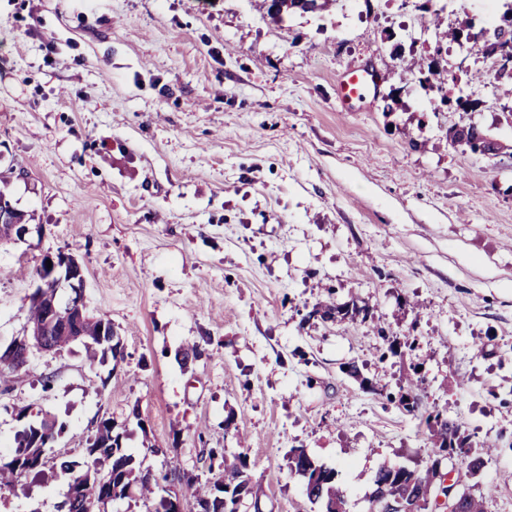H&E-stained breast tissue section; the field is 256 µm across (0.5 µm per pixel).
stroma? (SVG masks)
I'll list each match as a JSON object with an SVG mask.
<instances>
[{"mask_svg":"<svg viewBox=\"0 0 512 512\" xmlns=\"http://www.w3.org/2000/svg\"><path fill=\"white\" fill-rule=\"evenodd\" d=\"M364 2L278 22L251 0H0V191L35 227L0 245V349L60 252L121 340L115 359L33 352L0 381V456L19 411L65 424L0 512H56L54 459H85L107 419L142 469L177 457L185 512L224 471L213 451L246 455L262 512H318L293 448L365 512L381 466L432 458L437 412L485 460L456 464L459 490L512 512V155L446 137L474 123L512 146V93L476 82L490 58L453 44L450 93L479 106L442 107L391 47L429 56L446 0ZM364 66L376 88L343 109L336 87ZM330 297L371 316L322 321Z\"/></svg>","mask_w":512,"mask_h":512,"instance_id":"stroma-1","label":"stroma"}]
</instances>
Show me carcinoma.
Segmentation results:
<instances>
[{
	"instance_id": "1",
	"label": "carcinoma",
	"mask_w": 512,
	"mask_h": 512,
	"mask_svg": "<svg viewBox=\"0 0 512 512\" xmlns=\"http://www.w3.org/2000/svg\"><path fill=\"white\" fill-rule=\"evenodd\" d=\"M301 0H279L275 5L270 0H259V9L268 14L275 11L274 17L280 19L285 13H302L304 7ZM436 31V44L455 43L460 32L444 27V21L439 14H434L430 20ZM512 43V26L502 29L499 25L482 28L474 34L473 44L480 45L485 55L492 54L490 47L501 41ZM426 82L430 89L443 90L448 84L447 69L438 65L427 66ZM323 320L343 319L347 316L370 315L369 306L350 300L344 303H326L318 310ZM82 333L80 343L91 358L107 355L117 356L119 344L114 342L112 322L103 317L88 316V320L80 325L68 322L56 323L44 331V345L59 349L72 344L71 336ZM18 420L24 422L23 429L15 437L16 447L9 460H0V485L13 483L22 476L40 475L46 465L47 450L54 439L59 436L64 426L48 424L45 421L30 422L26 411L17 414ZM434 444V458L423 469H411L406 466H383L379 468L373 479V490L368 498V512H383L382 503L388 499L412 498L419 501L418 512H427L433 507L432 495L436 489V478L441 461L454 454L468 465L473 473H478L484 467L481 457H470L467 449V438L458 434V425L437 413L425 420ZM89 460L77 461L60 459L56 462L61 472L73 475L68 487L78 481L84 486L85 493H65L64 499L58 505L57 512H106L107 503H99L103 496L110 501L139 497L150 499L154 488L170 478H180L182 473L176 460L168 461V470L161 476L136 467L135 458L126 453L120 445V433L110 421H104L99 426L96 435L87 448ZM288 465L292 472L299 475L305 482V494L309 502L321 508V512H331V505L339 503L346 505L343 492L336 486V473L332 469L315 464V462L300 448H293L288 454ZM246 456L240 454L230 462H224V475L205 483L201 492L196 496L197 512H242L243 504L237 498L240 486L246 487L245 499L253 502L257 510L261 487L252 482L247 473ZM110 476L112 492H104L98 484L100 474ZM236 481L230 489H224V495H219L218 483L224 477ZM461 512H487L484 496L476 497L465 491L459 493Z\"/></svg>"
}]
</instances>
